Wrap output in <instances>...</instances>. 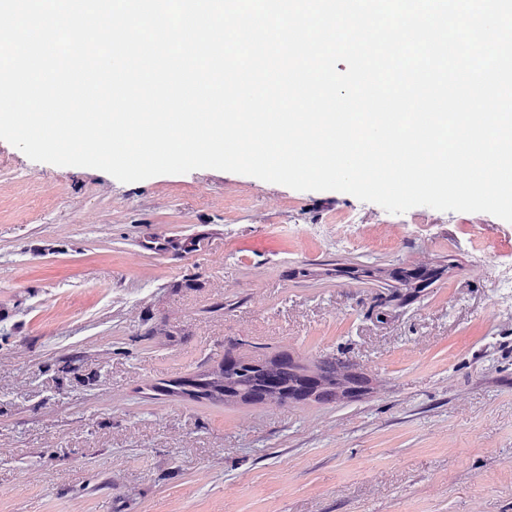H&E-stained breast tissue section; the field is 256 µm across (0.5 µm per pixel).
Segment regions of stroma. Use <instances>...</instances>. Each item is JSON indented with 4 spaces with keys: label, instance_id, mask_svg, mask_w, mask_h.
I'll return each mask as SVG.
<instances>
[{
    "label": "stroma",
    "instance_id": "35a3bbf8",
    "mask_svg": "<svg viewBox=\"0 0 512 512\" xmlns=\"http://www.w3.org/2000/svg\"><path fill=\"white\" fill-rule=\"evenodd\" d=\"M185 234L203 248L143 246ZM339 260L450 268L403 304L290 275ZM507 268L512 223L488 213L393 214L215 169L123 183L0 140V512H512V299L490 308ZM231 340L347 360L374 390L153 398ZM201 234L181 235L178 237H151L146 240L145 248L157 253H172L174 255H187L198 251L203 241Z\"/></svg>",
    "mask_w": 512,
    "mask_h": 512
}]
</instances>
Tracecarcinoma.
I'll list each match as a JSON object with an SVG mask.
<instances>
[{
	"label": "carcinoma",
	"mask_w": 512,
	"mask_h": 512,
	"mask_svg": "<svg viewBox=\"0 0 512 512\" xmlns=\"http://www.w3.org/2000/svg\"><path fill=\"white\" fill-rule=\"evenodd\" d=\"M203 235L151 237L145 248L157 253L187 255L201 248ZM447 267L413 264L383 268L338 262L320 271L303 264L292 271L296 278L334 276L390 289L388 299L405 302L441 279ZM156 396L213 406H331L360 399L372 392V380L343 360H304L286 349L248 355L229 347L224 357L196 372L149 385Z\"/></svg>",
	"instance_id": "1"
}]
</instances>
